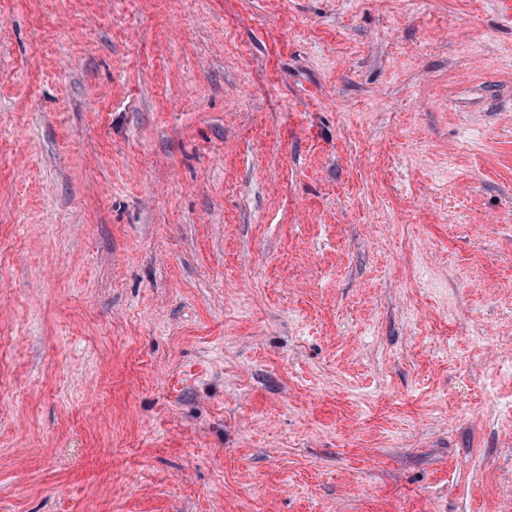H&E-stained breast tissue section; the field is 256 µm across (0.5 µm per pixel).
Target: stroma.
<instances>
[{
  "mask_svg": "<svg viewBox=\"0 0 512 512\" xmlns=\"http://www.w3.org/2000/svg\"><path fill=\"white\" fill-rule=\"evenodd\" d=\"M512 0H0V512H512Z\"/></svg>",
  "mask_w": 512,
  "mask_h": 512,
  "instance_id": "1",
  "label": "stroma"
}]
</instances>
